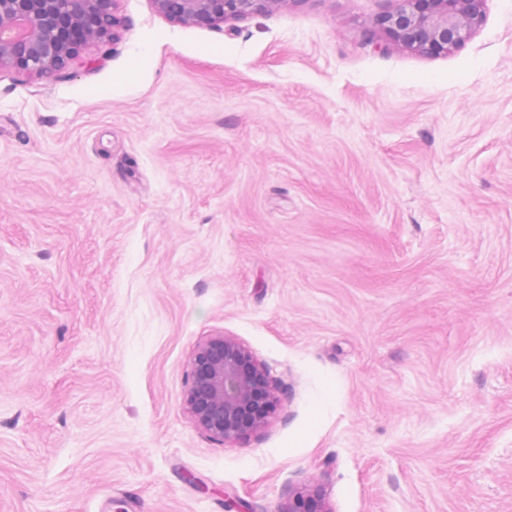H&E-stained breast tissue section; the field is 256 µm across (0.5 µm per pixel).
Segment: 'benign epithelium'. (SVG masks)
<instances>
[{"instance_id": "obj_1", "label": "benign epithelium", "mask_w": 512, "mask_h": 512, "mask_svg": "<svg viewBox=\"0 0 512 512\" xmlns=\"http://www.w3.org/2000/svg\"><path fill=\"white\" fill-rule=\"evenodd\" d=\"M116 0H0V71L51 77L80 59L88 46L117 37ZM180 24L219 26L278 11L291 0H152ZM373 24L395 45L426 57L463 47L485 21V0H392ZM285 392L235 336H213L195 350L184 408L212 440L260 434ZM282 512H333L316 477L288 489Z\"/></svg>"}]
</instances>
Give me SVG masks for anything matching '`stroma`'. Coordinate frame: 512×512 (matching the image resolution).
<instances>
[{
	"instance_id": "35a3bbf8",
	"label": "stroma",
	"mask_w": 512,
	"mask_h": 512,
	"mask_svg": "<svg viewBox=\"0 0 512 512\" xmlns=\"http://www.w3.org/2000/svg\"><path fill=\"white\" fill-rule=\"evenodd\" d=\"M388 0L185 26L0 73V512H512V0L421 56ZM240 339L261 438L184 413ZM285 392L234 336H213L195 350L184 408L212 440L233 442L260 434ZM319 478H304L288 489V505L280 512H333Z\"/></svg>"
}]
</instances>
